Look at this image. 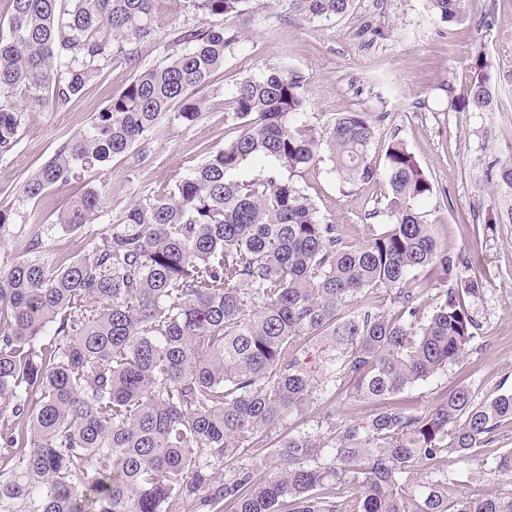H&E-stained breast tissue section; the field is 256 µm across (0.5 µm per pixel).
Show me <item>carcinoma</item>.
<instances>
[{
	"mask_svg": "<svg viewBox=\"0 0 512 512\" xmlns=\"http://www.w3.org/2000/svg\"><path fill=\"white\" fill-rule=\"evenodd\" d=\"M0 24V156L17 144V93L62 109L124 45L156 38L155 0H7ZM246 0H188L228 18ZM311 21L353 0H293ZM462 19L467 0H426ZM241 41L229 25L183 27L178 49L124 91L22 186L29 200L149 139L162 120L192 125L224 106L236 136L184 177L134 202L106 230L86 189L55 223L85 230V256L30 257L0 271V512H512V491L456 494L449 464L476 460L512 485V449L478 455L512 424V390L476 400L456 383L426 410L398 399L473 349L467 300L483 279L442 249L417 212L432 183L407 146L385 149L387 229L353 242L320 217L295 176L329 153L350 184L377 129L346 112L297 123L306 98L288 65L207 92ZM476 59L470 94L493 101ZM270 161L250 179L234 173ZM439 302L426 312L424 297ZM382 290L392 308L372 301ZM346 393L364 416L277 432ZM275 448L265 467L260 449ZM251 459L223 477L217 469ZM425 476L418 482L412 469Z\"/></svg>",
	"mask_w": 512,
	"mask_h": 512,
	"instance_id": "1",
	"label": "carcinoma"
}]
</instances>
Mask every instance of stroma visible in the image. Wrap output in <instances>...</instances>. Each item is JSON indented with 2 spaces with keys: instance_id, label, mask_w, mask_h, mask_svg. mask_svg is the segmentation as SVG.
<instances>
[{
  "instance_id": "35a3bbf8",
  "label": "stroma",
  "mask_w": 512,
  "mask_h": 512,
  "mask_svg": "<svg viewBox=\"0 0 512 512\" xmlns=\"http://www.w3.org/2000/svg\"><path fill=\"white\" fill-rule=\"evenodd\" d=\"M229 24L242 40L225 54L223 69L212 79L220 94H231L242 77L263 76L285 62L304 79L306 107L299 121L320 127L342 113L361 112L378 130L368 152L378 171L371 182H343L328 160L305 171L301 184L321 216L345 225L355 241L389 223L383 211L390 192L384 153L388 142L402 141L433 185L419 202V213L450 252L467 251L483 278L484 292L471 309L486 346L468 352L445 376L406 388L402 400L427 408L459 381L469 383L480 400L512 389V189L488 173L492 161L512 157V0H471L468 17L460 22L429 12L425 0H355L351 13L328 21L308 20L291 0H247ZM479 57L493 93L482 112L469 91ZM133 75V67L117 58L76 102L59 110L16 96L17 144L0 157V204L12 210L0 236V269L24 258L37 228L47 253L87 254L83 232L55 223L75 190H101L103 212L95 226L103 229L132 202L187 174L231 138L220 108L190 126L164 121L146 143L86 169L40 202L27 200L21 193L24 180ZM490 214L498 215V223L486 225Z\"/></svg>"
}]
</instances>
